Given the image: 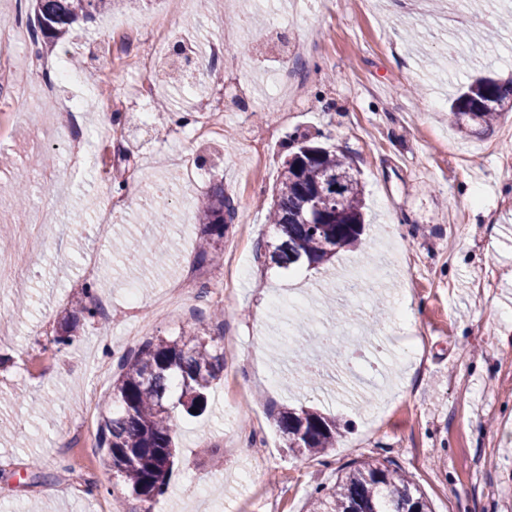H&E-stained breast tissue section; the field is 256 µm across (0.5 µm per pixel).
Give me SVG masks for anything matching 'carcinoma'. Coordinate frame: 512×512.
<instances>
[{
	"label": "carcinoma",
	"mask_w": 512,
	"mask_h": 512,
	"mask_svg": "<svg viewBox=\"0 0 512 512\" xmlns=\"http://www.w3.org/2000/svg\"><path fill=\"white\" fill-rule=\"evenodd\" d=\"M112 0H31L34 40L53 43L65 35L78 16L92 20L109 11ZM181 41L160 61L154 81L170 86L183 77L178 58ZM512 111V79H473L453 99L448 114L465 136L488 131ZM351 172L336 183V175ZM357 170L346 159L304 135L283 163L280 180L269 203L276 242L268 249L276 265L289 268L303 261L319 265L345 248L361 243L364 233V189ZM203 224L199 260L205 263L221 249V241L236 217V208L217 184L197 205ZM91 289L72 303V310L55 338L68 345L86 318L96 315ZM110 401L114 412L103 419L100 443L107 448L112 472L130 495L143 502L164 492L176 459L173 413L207 408L210 389L224 373V348L206 331L191 326L178 339L156 338L141 344L119 361ZM278 427L286 447L299 456L323 455L336 447V419L302 409L279 412ZM312 512H431L428 500L410 478L392 463H354L331 487L312 497Z\"/></svg>",
	"instance_id": "obj_1"
}]
</instances>
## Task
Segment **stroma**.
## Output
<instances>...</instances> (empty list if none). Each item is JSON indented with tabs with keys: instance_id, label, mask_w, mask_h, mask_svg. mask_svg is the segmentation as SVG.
<instances>
[{
	"instance_id": "obj_1",
	"label": "stroma",
	"mask_w": 512,
	"mask_h": 512,
	"mask_svg": "<svg viewBox=\"0 0 512 512\" xmlns=\"http://www.w3.org/2000/svg\"><path fill=\"white\" fill-rule=\"evenodd\" d=\"M445 0L422 10L402 0H120L92 21L77 20L54 44L18 43L15 65L42 52L83 62L62 93L95 102L83 112L87 159L69 163L68 135L35 114L30 97L0 87V122L17 137L0 159V246L11 220L35 211L47 227L34 269L22 272L26 306L17 288H0V315L13 320L0 335V512H144L107 465L99 428L75 434L84 406L108 413L112 380L97 382L94 365L116 364L128 352L129 331L150 322L151 336L174 338L187 324L213 329L210 313L224 311V333L237 341L224 354V376L210 392L206 412L177 414V457L162 512H309L315 488L328 486L353 462L373 459L400 467L425 494L433 512H512V115L481 137L462 136L446 102L484 69L512 75V0H457L448 29L431 18ZM166 12L173 34H188L198 53L185 83L166 90V113L132 97L141 74L131 58L150 45L116 33L113 20L135 26ZM233 17L237 37L230 59L203 65L210 38ZM196 29H187L189 20ZM112 58L94 54L101 41ZM298 73L301 94H275L284 67ZM207 92L197 96L195 82ZM109 83L125 105L114 112L99 99ZM221 100L224 161L196 162L197 144L181 119L186 109L209 110ZM126 133L113 149V125ZM322 132L353 163L364 185L366 232L359 247L329 262L284 270L265 256L276 232L261 199L269 197L294 135ZM49 166L57 183L34 186L30 169ZM28 187L26 207L13 189ZM223 184L237 216L223 251L253 228L245 273L224 280L222 304L198 293L183 312L154 319L157 293L200 264L194 204ZM127 207L108 231L99 215L115 187ZM163 208L166 234L145 221ZM85 213L84 223L73 221ZM143 243L140 254L117 251L123 239ZM100 261L86 270L84 257ZM373 262L388 277L364 295L347 296L354 268ZM110 313L107 331L87 322L68 346L54 344L70 300L85 286ZM333 334L342 342L323 355L318 384L293 383L292 336ZM248 392V406L230 412V381ZM307 409L334 417L341 436L321 457L285 448L275 419L280 409ZM269 458L224 459L222 443L243 451L258 440ZM99 486L88 490L89 483Z\"/></svg>"
}]
</instances>
